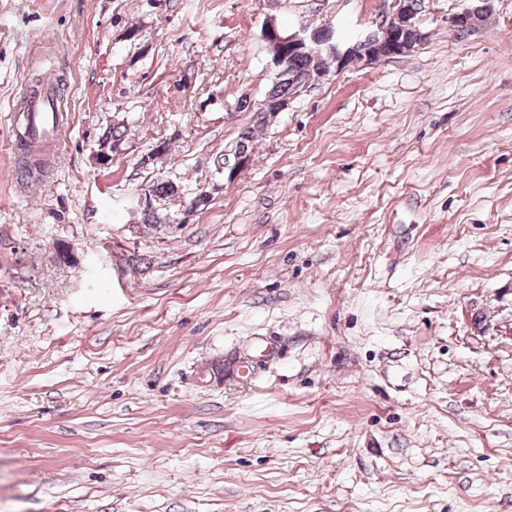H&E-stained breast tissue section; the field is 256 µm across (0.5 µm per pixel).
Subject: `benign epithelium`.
<instances>
[{
  "label": "benign epithelium",
  "instance_id": "obj_1",
  "mask_svg": "<svg viewBox=\"0 0 512 512\" xmlns=\"http://www.w3.org/2000/svg\"><path fill=\"white\" fill-rule=\"evenodd\" d=\"M413 0H393L394 11L389 21L367 31L356 39L345 43L338 39L335 31L329 27L286 33L274 23L263 30V39L270 48V64L278 73L287 67L286 53L296 50L311 55L325 54L341 67L351 63L369 62L388 55V52L404 54L421 44L424 34L417 27L416 12L411 7ZM482 15L480 9L470 8L455 13L448 18V27L452 30L467 28L476 30ZM250 162V157L237 154L233 160L224 163V175L236 177Z\"/></svg>",
  "mask_w": 512,
  "mask_h": 512
}]
</instances>
